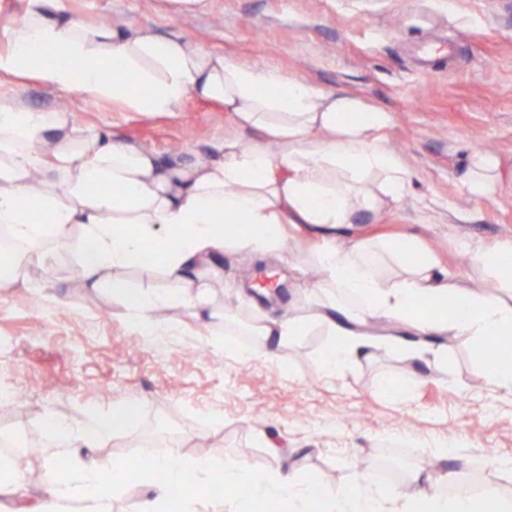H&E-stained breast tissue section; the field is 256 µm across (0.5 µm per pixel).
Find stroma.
Here are the masks:
<instances>
[{"label": "stroma", "instance_id": "35a3bbf8", "mask_svg": "<svg viewBox=\"0 0 512 512\" xmlns=\"http://www.w3.org/2000/svg\"><path fill=\"white\" fill-rule=\"evenodd\" d=\"M93 24H131L388 113L385 149L402 161L409 189L380 213L337 226L339 245L363 238H415L463 287L490 296L501 278L479 269L472 246L512 239V0H65ZM0 91L27 109L67 113L78 127L107 131L163 154L205 157L215 140L251 146L215 101L187 95L175 112H116L40 77L0 75ZM501 161L503 189L475 200L462 188L472 153ZM287 247L262 258L225 251L224 285L211 289L210 317L181 303L155 312L142 335L108 288H88L70 253L46 250L0 284V431L41 435L29 465L59 453L47 415L80 428L132 403L138 419L79 456L130 459L139 438L177 454L243 462L258 475L317 476L328 491L360 482L404 488L423 471L426 493L453 498L445 471L479 488L493 481L512 501V396L494 390L483 337L420 336L377 318L366 357L325 372L335 344L318 318L330 289L314 288L307 247L321 228L284 227ZM238 322L257 314L301 317L299 336L268 353L229 336L224 306ZM426 350L425 360L411 351ZM399 389L390 397L381 380Z\"/></svg>", "mask_w": 512, "mask_h": 512}]
</instances>
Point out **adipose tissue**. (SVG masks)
I'll use <instances>...</instances> for the list:
<instances>
[{
  "mask_svg": "<svg viewBox=\"0 0 512 512\" xmlns=\"http://www.w3.org/2000/svg\"><path fill=\"white\" fill-rule=\"evenodd\" d=\"M23 15L0 36V74H35L60 90L80 87L129 112L169 113L187 94L223 103L239 128L258 132L251 148L220 140L202 159H187L130 145L105 131L86 132L63 112L26 109L0 97V228H9L7 277L46 247L73 253L87 287L112 290L138 332L154 327L153 313L171 302L205 317L210 289L221 287L225 250L271 253L285 247L283 227L308 224L335 228L356 214L376 213L406 192L401 161L378 143L387 113L346 94H326L266 69L239 64L189 43L131 25L91 26L70 16L64 0H25ZM135 73L146 95L113 80L112 66ZM277 144L272 154L269 144ZM289 170L279 178L276 165ZM500 161L474 154L463 182L471 198L501 189ZM31 208H24V201ZM238 224L224 232L225 222ZM321 277L318 287L335 291L320 305L319 318L336 336L324 356L336 373L368 343L356 336L361 323L387 316L419 335L453 331L467 336H512V301L462 287L417 240L341 247L323 240L307 253ZM162 275L163 288L128 287L120 272ZM136 407L74 429L56 416L44 424L62 453L102 445L128 431ZM52 477L39 502L28 508L26 480L12 455L0 454V512H112L115 490L135 481L148 488L134 512H188L214 486L250 485L251 498L236 512H471V497L424 499V476L414 472L401 494L375 484L373 476L337 495L317 494V481L298 486L293 474L257 477L247 466L217 471L208 462L161 448L129 463L90 457L65 465L50 461ZM179 487V498L170 490Z\"/></svg>",
  "mask_w": 512,
  "mask_h": 512,
  "instance_id": "1",
  "label": "adipose tissue"
}]
</instances>
